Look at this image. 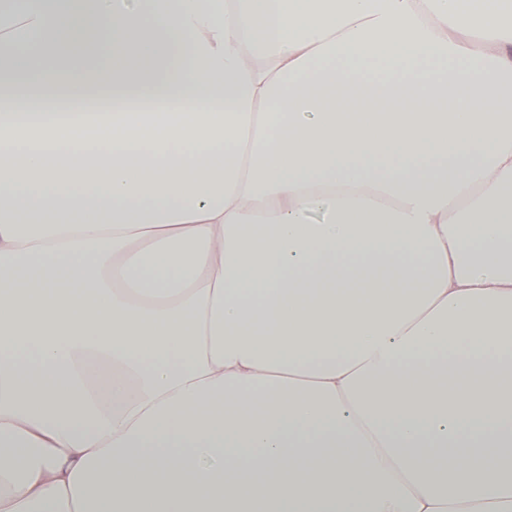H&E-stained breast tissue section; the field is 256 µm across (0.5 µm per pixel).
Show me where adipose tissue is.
<instances>
[{"instance_id":"obj_1","label":"adipose tissue","mask_w":512,"mask_h":512,"mask_svg":"<svg viewBox=\"0 0 512 512\" xmlns=\"http://www.w3.org/2000/svg\"><path fill=\"white\" fill-rule=\"evenodd\" d=\"M0 47V512H512V0Z\"/></svg>"}]
</instances>
